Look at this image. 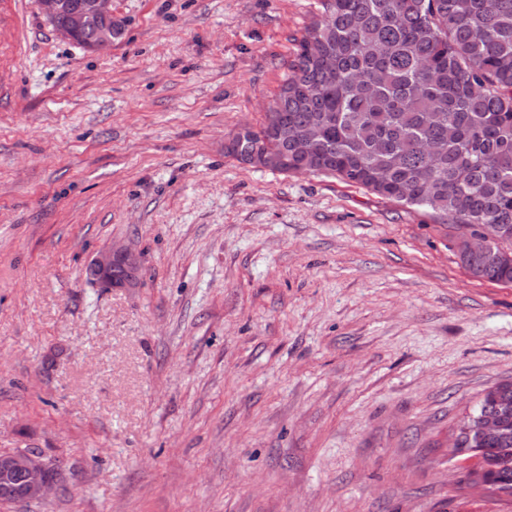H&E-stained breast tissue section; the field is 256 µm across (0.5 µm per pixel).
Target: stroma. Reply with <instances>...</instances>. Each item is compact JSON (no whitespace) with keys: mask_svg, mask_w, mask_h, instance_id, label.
<instances>
[{"mask_svg":"<svg viewBox=\"0 0 512 512\" xmlns=\"http://www.w3.org/2000/svg\"><path fill=\"white\" fill-rule=\"evenodd\" d=\"M318 0H112L91 52L0 0V452L61 480L0 512H512L448 446L512 378V284L459 233L225 156ZM141 256L133 288L87 267ZM96 281L105 288H124L133 285L140 269L139 254L122 246L108 247L101 251L91 262ZM119 267L123 278L117 280L114 275Z\"/></svg>","mask_w":512,"mask_h":512,"instance_id":"obj_1","label":"stroma"}]
</instances>
